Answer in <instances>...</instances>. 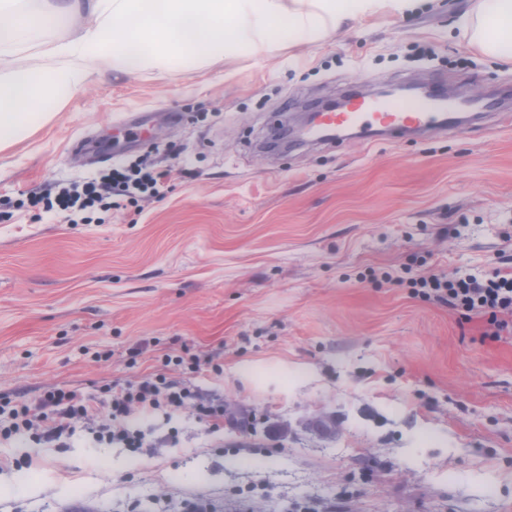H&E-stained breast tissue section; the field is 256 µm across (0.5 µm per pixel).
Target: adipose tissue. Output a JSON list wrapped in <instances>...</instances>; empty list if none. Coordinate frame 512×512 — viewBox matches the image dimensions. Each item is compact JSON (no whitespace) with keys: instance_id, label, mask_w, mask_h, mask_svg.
Here are the masks:
<instances>
[{"instance_id":"1","label":"adipose tissue","mask_w":512,"mask_h":512,"mask_svg":"<svg viewBox=\"0 0 512 512\" xmlns=\"http://www.w3.org/2000/svg\"><path fill=\"white\" fill-rule=\"evenodd\" d=\"M413 0H0V150L104 74H161L269 44L273 26L310 40ZM466 31L512 59V0H471Z\"/></svg>"}]
</instances>
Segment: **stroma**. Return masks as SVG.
<instances>
[{
  "instance_id": "35a3bbf8",
  "label": "stroma",
  "mask_w": 512,
  "mask_h": 512,
  "mask_svg": "<svg viewBox=\"0 0 512 512\" xmlns=\"http://www.w3.org/2000/svg\"><path fill=\"white\" fill-rule=\"evenodd\" d=\"M470 0L277 34L253 55L104 75L0 151V397L103 399L155 372L254 418L136 416L131 452L78 430L68 447L0 446V512H178L203 498L285 512H512V336L380 285L376 273L491 270L512 242V123L415 144L260 140L295 106L429 75L485 96L512 60L461 36ZM100 150L173 167L163 199L101 224L35 216L29 196L95 177ZM201 369H194L191 356Z\"/></svg>"
}]
</instances>
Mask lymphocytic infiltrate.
Here are the masks:
<instances>
[{
  "mask_svg": "<svg viewBox=\"0 0 512 512\" xmlns=\"http://www.w3.org/2000/svg\"><path fill=\"white\" fill-rule=\"evenodd\" d=\"M170 170L137 163L115 165L105 174L80 185L58 188L52 195H35L28 204L38 211L55 212L71 224H88L95 215L142 199L164 195ZM503 265L491 274L458 273L447 275L430 270L408 275L406 269L384 272V282L409 288L411 295L448 307L463 318L484 317L483 338L498 340L512 335V257L503 256ZM107 409L77 389L46 391L37 402L0 399V441L18 436L39 443H53L72 436L81 421L99 424L97 438L127 448H142V435L130 420L132 411L151 415L192 407L213 424L224 422V404L205 397L194 387L150 374L123 387L107 386Z\"/></svg>",
  "mask_w": 512,
  "mask_h": 512,
  "instance_id": "lymphocytic-infiltrate-1",
  "label": "lymphocytic infiltrate"
}]
</instances>
